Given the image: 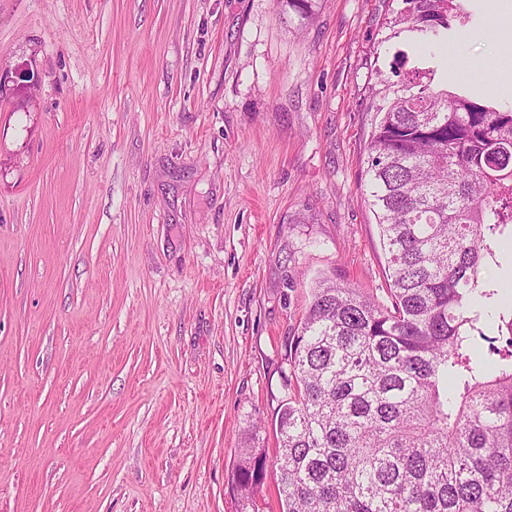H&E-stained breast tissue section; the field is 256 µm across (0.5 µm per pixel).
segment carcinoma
<instances>
[{
    "instance_id": "obj_1",
    "label": "carcinoma",
    "mask_w": 512,
    "mask_h": 512,
    "mask_svg": "<svg viewBox=\"0 0 512 512\" xmlns=\"http://www.w3.org/2000/svg\"><path fill=\"white\" fill-rule=\"evenodd\" d=\"M389 70L367 110V203L388 255V302L329 278L288 337L276 414L282 512H512V308L487 320L512 240V106L458 83L432 55L475 24L472 0H395ZM307 20L316 0H278ZM265 459L233 480L253 504Z\"/></svg>"
}]
</instances>
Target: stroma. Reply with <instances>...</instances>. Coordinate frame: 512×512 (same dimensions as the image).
I'll return each mask as SVG.
<instances>
[{
    "label": "stroma",
    "mask_w": 512,
    "mask_h": 512,
    "mask_svg": "<svg viewBox=\"0 0 512 512\" xmlns=\"http://www.w3.org/2000/svg\"><path fill=\"white\" fill-rule=\"evenodd\" d=\"M387 0H0V512H241L318 278L386 300ZM440 58L512 90V0ZM234 467L233 480L242 500V512L253 506V497L260 488L265 457L260 448H245Z\"/></svg>",
    "instance_id": "obj_1"
}]
</instances>
